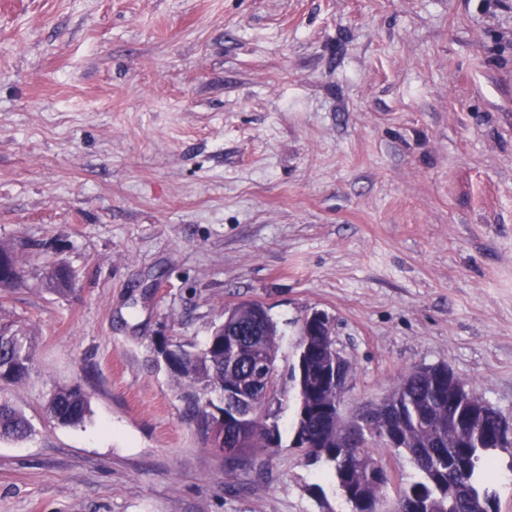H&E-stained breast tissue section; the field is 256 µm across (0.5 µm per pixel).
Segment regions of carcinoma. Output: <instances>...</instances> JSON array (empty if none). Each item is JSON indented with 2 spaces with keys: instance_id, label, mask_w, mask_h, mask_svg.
<instances>
[{
  "instance_id": "1",
  "label": "carcinoma",
  "mask_w": 512,
  "mask_h": 512,
  "mask_svg": "<svg viewBox=\"0 0 512 512\" xmlns=\"http://www.w3.org/2000/svg\"><path fill=\"white\" fill-rule=\"evenodd\" d=\"M17 244L0 240V279L12 283L19 278L14 252ZM40 284L45 289L64 294L70 290L73 273L64 272L47 260L35 265ZM251 311L240 310L237 318L213 327L202 347L188 350L176 341L166 349L156 348L163 356L185 404L184 417L200 435L219 422L224 414V391L241 388L247 382L248 363L257 351L277 353V324L265 315V326L257 336L243 334ZM326 337H309L308 361L319 369L326 356ZM33 337L21 328L0 323V381L21 383L29 376L32 363ZM454 389L466 385L456 375H448V367L436 365L430 376L410 372L402 381L400 409L393 413L394 425L400 432L396 452L407 458L419 471L420 479L403 487L399 512H489L497 509L496 495L477 481L475 474L485 454L496 449L490 431L503 432L511 419H488L485 425L469 435L448 428V413L456 412L466 403ZM336 392L326 390L308 395L305 402L320 410H332ZM270 403L266 395L251 391L236 400L235 410L255 419L240 428L227 427L229 440L224 461L234 465L259 453L273 449L269 438L268 415L263 413ZM48 417L58 425L76 426L90 414V400L81 385L54 389L46 401ZM297 426L308 433V457L323 459L333 466L337 489L353 507V512H379L382 486L386 480L377 472V462L362 448H346L338 439L353 432L344 420H316L311 423L297 418ZM35 435V428L25 414L0 401V439L26 440Z\"/></svg>"
}]
</instances>
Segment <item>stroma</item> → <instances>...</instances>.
I'll return each instance as SVG.
<instances>
[{
  "label": "stroma",
  "mask_w": 512,
  "mask_h": 512,
  "mask_svg": "<svg viewBox=\"0 0 512 512\" xmlns=\"http://www.w3.org/2000/svg\"><path fill=\"white\" fill-rule=\"evenodd\" d=\"M71 292L0 288L32 439L0 440V512H351L294 445L312 312L352 417L445 365L512 418V0H0V240ZM260 301L281 445L225 464L155 346ZM91 412L49 423L56 387ZM381 512L418 473L379 440ZM38 271L40 284L45 287L44 289L57 294H64L70 290L73 280V272H64L55 267V264L48 260L35 265ZM33 336L22 328L0 323V381L21 383L29 376ZM330 350L331 359L326 364L323 379L327 382L330 381L333 385L336 384L338 389H341L348 380L349 363L338 351L335 344L331 346Z\"/></svg>",
  "instance_id": "stroma-1"
}]
</instances>
